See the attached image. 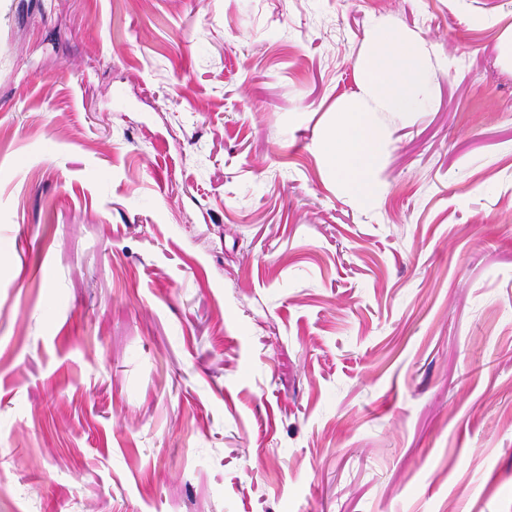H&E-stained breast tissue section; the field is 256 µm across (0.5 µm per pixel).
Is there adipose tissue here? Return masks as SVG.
Returning <instances> with one entry per match:
<instances>
[{"label":"adipose tissue","instance_id":"adipose-tissue-1","mask_svg":"<svg viewBox=\"0 0 512 512\" xmlns=\"http://www.w3.org/2000/svg\"><path fill=\"white\" fill-rule=\"evenodd\" d=\"M364 89L370 98L399 111L410 110L425 81L419 48L406 36L383 33L374 40L364 70ZM333 141L332 174L350 192L373 186V172L383 144L369 123L362 101L342 105Z\"/></svg>","mask_w":512,"mask_h":512}]
</instances>
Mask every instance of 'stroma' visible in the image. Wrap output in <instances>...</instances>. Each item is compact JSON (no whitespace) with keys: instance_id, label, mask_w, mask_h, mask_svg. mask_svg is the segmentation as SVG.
<instances>
[{"instance_id":"1","label":"stroma","mask_w":512,"mask_h":512,"mask_svg":"<svg viewBox=\"0 0 512 512\" xmlns=\"http://www.w3.org/2000/svg\"><path fill=\"white\" fill-rule=\"evenodd\" d=\"M0 512H512V0H0ZM364 75L367 96L390 108L408 111L424 84L425 63L409 38L382 33L374 40ZM333 141L332 174L336 182L352 193L373 187V172L383 144V136L369 123L362 100L342 105Z\"/></svg>"}]
</instances>
